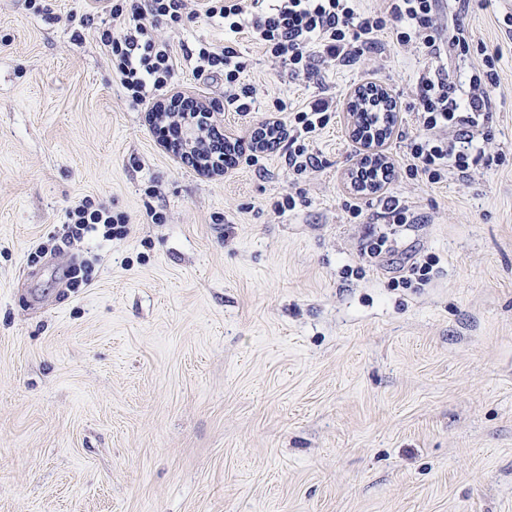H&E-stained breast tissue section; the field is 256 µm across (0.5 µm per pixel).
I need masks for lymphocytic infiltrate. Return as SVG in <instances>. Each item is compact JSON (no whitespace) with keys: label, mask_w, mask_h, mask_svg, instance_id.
I'll use <instances>...</instances> for the list:
<instances>
[{"label":"lymphocytic infiltrate","mask_w":512,"mask_h":512,"mask_svg":"<svg viewBox=\"0 0 512 512\" xmlns=\"http://www.w3.org/2000/svg\"><path fill=\"white\" fill-rule=\"evenodd\" d=\"M442 4L443 0H380L371 10L361 0H88L79 25L87 27L98 14L116 22V29L102 30L99 40L109 47L112 71L131 102L155 99L183 66L201 78L223 79L226 107L245 115L253 111L258 90L246 80L240 36L262 46L273 69L306 79L321 75L323 67H348L364 54L382 52L383 33L403 48L436 59L467 56L473 44L465 24L469 0H453L448 28L442 23ZM201 15L222 23L223 43L174 47L170 33ZM497 60V54H484L462 89L447 68L419 73L412 90L418 131L407 145L409 175H423L431 185L451 177L466 181L478 168L496 163V155L487 152L482 139L499 86ZM275 109L276 117L254 130L249 150L263 152L266 139L275 138L285 145L288 170L304 173L314 160L308 140L329 124L336 105L317 98L292 111L280 99ZM282 112L287 121L279 120ZM288 126L293 129L289 135L284 132ZM158 131L165 148L185 163L192 157V144L198 142L223 154L225 168H232L238 157L212 125L192 130L183 119L171 117ZM128 222L125 214L85 197L66 209V229L57 243L39 246L37 252L57 253L92 235L119 240L127 235Z\"/></svg>","instance_id":"lymphocytic-infiltrate-1"}]
</instances>
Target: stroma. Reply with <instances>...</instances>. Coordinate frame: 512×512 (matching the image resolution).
Returning a JSON list of instances; mask_svg holds the SVG:
<instances>
[{
  "label": "stroma",
  "mask_w": 512,
  "mask_h": 512,
  "mask_svg": "<svg viewBox=\"0 0 512 512\" xmlns=\"http://www.w3.org/2000/svg\"><path fill=\"white\" fill-rule=\"evenodd\" d=\"M86 9L0 0V512H512V0L466 17L500 53L503 162L441 185L405 171L415 74L437 59L389 47L307 80L241 39L254 112L225 111L220 80L171 85L224 134L249 141L278 99L339 108L305 173L275 149L208 175L123 96L107 47L74 37L65 17ZM367 81L398 109L377 195L348 178L345 105ZM85 196L126 214L127 237L30 259ZM385 197L419 218L385 225L399 255L438 259L425 287L343 276Z\"/></svg>",
  "instance_id": "stroma-1"
}]
</instances>
